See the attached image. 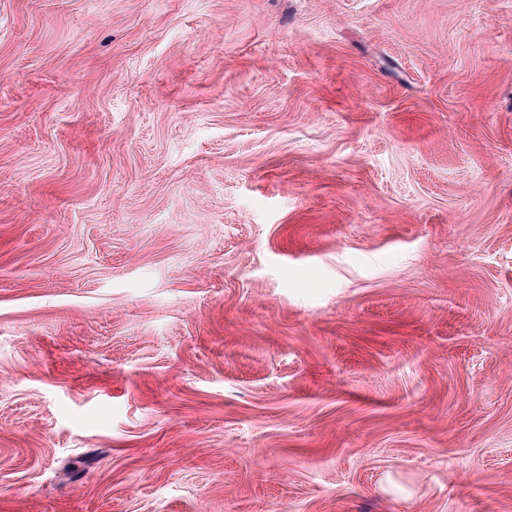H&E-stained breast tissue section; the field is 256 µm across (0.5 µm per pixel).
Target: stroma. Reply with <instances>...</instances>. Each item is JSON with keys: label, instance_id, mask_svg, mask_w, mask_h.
Wrapping results in <instances>:
<instances>
[{"label": "stroma", "instance_id": "obj_1", "mask_svg": "<svg viewBox=\"0 0 512 512\" xmlns=\"http://www.w3.org/2000/svg\"><path fill=\"white\" fill-rule=\"evenodd\" d=\"M0 512H512V0H0Z\"/></svg>", "mask_w": 512, "mask_h": 512}]
</instances>
